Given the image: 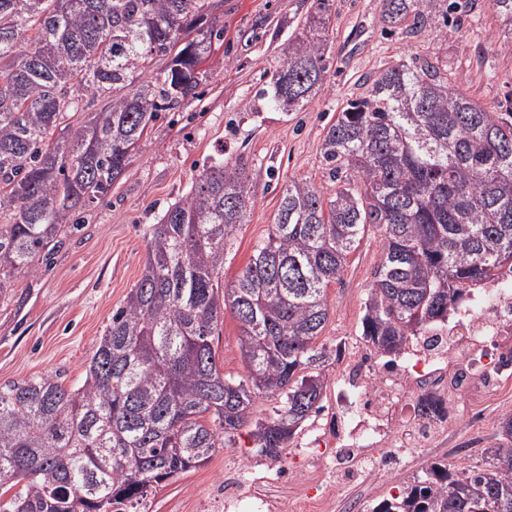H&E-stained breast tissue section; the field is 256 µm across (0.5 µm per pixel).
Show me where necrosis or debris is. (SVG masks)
I'll return each mask as SVG.
<instances>
[{"label": "necrosis or debris", "mask_w": 512, "mask_h": 512, "mask_svg": "<svg viewBox=\"0 0 512 512\" xmlns=\"http://www.w3.org/2000/svg\"><path fill=\"white\" fill-rule=\"evenodd\" d=\"M440 333L455 344L448 358L407 350L401 361L380 369L366 362L349 376L336 395L337 436L381 442L386 462L393 451L383 442L399 428L403 402L417 426L431 429L451 421L449 405L469 406L512 387V275L482 285Z\"/></svg>", "instance_id": "necrosis-or-debris-1"}]
</instances>
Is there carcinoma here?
Returning a JSON list of instances; mask_svg holds the SVG:
<instances>
[{
  "label": "carcinoma",
  "mask_w": 512,
  "mask_h": 512,
  "mask_svg": "<svg viewBox=\"0 0 512 512\" xmlns=\"http://www.w3.org/2000/svg\"><path fill=\"white\" fill-rule=\"evenodd\" d=\"M384 2L383 27L410 17L412 33L466 7ZM211 11V0H0V297L111 193L159 113L195 94L224 36ZM329 16L330 0H314L272 73L270 107L299 112L319 92ZM158 57L170 60L162 77L150 74ZM88 96L107 106L89 111ZM322 158L333 196L289 178L228 286L226 250L255 190L242 154L205 167L146 229L142 275L82 381L0 383V512H124L247 426L281 460L322 410L327 290L369 227L381 253L362 335L387 357L447 320L466 288L512 272V109L471 99L440 57L382 71L328 127ZM226 308L240 322L239 378L212 343ZM275 396L273 415L252 420ZM497 437L485 468L434 462L372 512H512V415Z\"/></svg>",
  "instance_id": "cac0c4a2"
}]
</instances>
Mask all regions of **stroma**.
Instances as JSON below:
<instances>
[{
    "instance_id": "35a3bbf8",
    "label": "stroma",
    "mask_w": 512,
    "mask_h": 512,
    "mask_svg": "<svg viewBox=\"0 0 512 512\" xmlns=\"http://www.w3.org/2000/svg\"><path fill=\"white\" fill-rule=\"evenodd\" d=\"M313 2L214 0L224 43L209 61L210 77L176 110L162 113L111 194L82 210L78 230L62 237L35 274L18 277L0 297V382L55 372L68 387L82 379L113 310L141 276L147 226L189 193L204 165L241 154L250 161L255 204L227 251L224 279L230 282L266 238L288 178L304 177L324 194L334 193L322 161L324 128L385 68L436 54L478 103L512 102V34L500 30L490 0H469L447 26L416 34L382 29L383 0H332L330 67L320 92L301 112L263 106L259 94ZM379 259L380 232L371 228L328 289L330 316L319 341L340 355L329 368L322 411L295 433L281 471L262 485L273 499L290 502L295 483L309 480L316 459L324 458L335 512H371L382 499L425 479L431 461L458 471L483 467L500 418L512 414L507 389L482 405L479 424L459 418L425 448L416 445L413 421L404 420L397 441L405 453L386 471L373 466L376 445L348 448L334 432L317 433V424L335 422L336 389L357 368V353L372 349L362 319ZM239 331L228 312L213 338L225 375L233 377L245 372ZM261 463L253 440L240 432L203 466L157 487L137 512H246L252 486L242 475Z\"/></svg>"
}]
</instances>
